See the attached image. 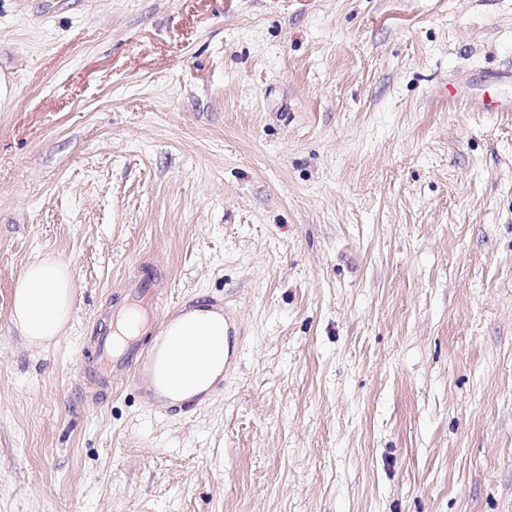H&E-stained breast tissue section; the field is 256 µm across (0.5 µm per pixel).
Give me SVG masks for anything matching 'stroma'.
<instances>
[{
	"instance_id": "35a3bbf8",
	"label": "stroma",
	"mask_w": 512,
	"mask_h": 512,
	"mask_svg": "<svg viewBox=\"0 0 512 512\" xmlns=\"http://www.w3.org/2000/svg\"><path fill=\"white\" fill-rule=\"evenodd\" d=\"M509 68L512 0H0V512H512ZM149 269L245 336L183 417L85 374ZM73 288L68 271L56 259L29 265L13 299L12 319L20 335L36 347L54 342L69 319Z\"/></svg>"
}]
</instances>
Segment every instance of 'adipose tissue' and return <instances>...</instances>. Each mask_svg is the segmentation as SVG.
I'll return each instance as SVG.
<instances>
[{"label":"adipose tissue","mask_w":512,"mask_h":512,"mask_svg":"<svg viewBox=\"0 0 512 512\" xmlns=\"http://www.w3.org/2000/svg\"><path fill=\"white\" fill-rule=\"evenodd\" d=\"M73 288L68 271L56 259L29 265L13 299L12 319L20 335L37 347L54 342L69 319Z\"/></svg>","instance_id":"adipose-tissue-1"}]
</instances>
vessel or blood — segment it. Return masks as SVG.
<instances>
[{
	"label": "vessel or blood",
	"instance_id": "vessel-or-blood-1",
	"mask_svg": "<svg viewBox=\"0 0 512 512\" xmlns=\"http://www.w3.org/2000/svg\"><path fill=\"white\" fill-rule=\"evenodd\" d=\"M159 284L155 274L127 283L128 303L114 312V329L97 338L95 370L102 377L127 378L143 402L161 413L198 411L223 393L224 380L216 378L203 388L198 377L184 368L180 321L190 316L195 301L185 298L163 305ZM210 310L200 321L204 333L198 338L196 355L228 372L238 361L236 310L221 300L212 301ZM121 322L137 324L138 332L118 333L116 326ZM218 331L223 332V341H216Z\"/></svg>",
	"mask_w": 512,
	"mask_h": 512
}]
</instances>
